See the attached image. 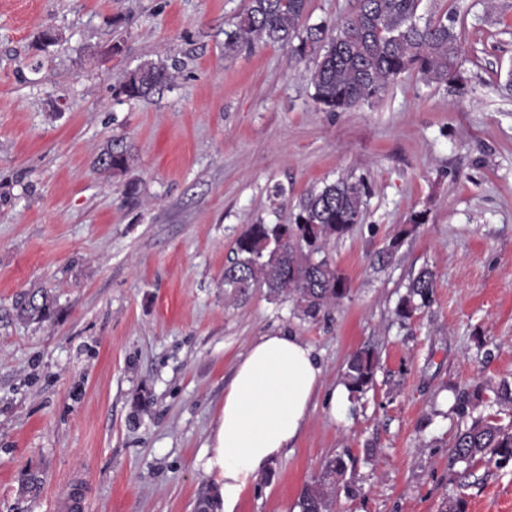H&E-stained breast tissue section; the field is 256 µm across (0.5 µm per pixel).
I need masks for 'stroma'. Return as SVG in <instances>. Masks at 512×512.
<instances>
[{"mask_svg":"<svg viewBox=\"0 0 512 512\" xmlns=\"http://www.w3.org/2000/svg\"><path fill=\"white\" fill-rule=\"evenodd\" d=\"M247 0H0V512H199L224 390L261 336L287 332L323 367L299 438L235 512H298L329 457L347 453L335 512H512V464L450 463L453 395L512 381V0H420L462 32L451 93L403 74L346 112L313 100L314 57L262 42L225 54ZM52 30L53 42L42 34ZM147 60L170 83L116 100ZM127 170L94 161L111 139ZM364 181L362 221L328 254L347 298L319 321L224 267L257 220L287 223L309 191ZM288 203L277 206L276 188ZM427 221L387 264L376 254L411 212ZM429 306L397 308L421 268ZM42 288L53 317L24 323ZM375 384L331 412L349 357ZM41 480L26 493L28 475ZM16 316L26 322H43L54 313V301L44 290H32L22 294L14 305Z\"/></svg>","mask_w":512,"mask_h":512,"instance_id":"35a3bbf8","label":"stroma"}]
</instances>
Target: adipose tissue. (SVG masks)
<instances>
[{
	"label": "adipose tissue",
	"mask_w": 512,
	"mask_h": 512,
	"mask_svg": "<svg viewBox=\"0 0 512 512\" xmlns=\"http://www.w3.org/2000/svg\"><path fill=\"white\" fill-rule=\"evenodd\" d=\"M321 378L312 348L298 337L274 333L250 346L210 437L207 470L224 512H233L248 484L301 433Z\"/></svg>",
	"instance_id": "obj_1"
}]
</instances>
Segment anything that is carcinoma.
<instances>
[{
  "instance_id": "cac0c4a2",
  "label": "carcinoma",
  "mask_w": 512,
  "mask_h": 512,
  "mask_svg": "<svg viewBox=\"0 0 512 512\" xmlns=\"http://www.w3.org/2000/svg\"><path fill=\"white\" fill-rule=\"evenodd\" d=\"M419 0H359L358 8L332 25H316L299 33L308 0H248L235 29L226 33L224 52L231 54L256 42L288 47L289 58L317 55L310 71L313 99L324 112H347L384 92L408 70H416L428 83L457 89L461 80L458 60L463 48L452 17L417 20ZM298 43H293V40ZM170 79L166 66L148 61L127 72L114 86L116 98L144 99ZM130 150L112 139L99 153V168L112 175L126 170ZM365 184L348 179L326 183L307 193L294 206L288 224H252L236 241L233 257L224 267V292L236 301L249 289L264 288L274 301L291 303L304 320L316 321L349 294L348 281L326 255L331 241L347 235L361 222ZM426 223V213L414 211L397 235L378 253L389 261L396 244ZM436 285L435 272L421 269L408 285L398 315L408 319L426 305ZM26 322H43L54 313V301L43 290L22 294L14 305ZM377 362L367 350L347 361L344 380L351 393H364L375 382ZM484 386L457 397L455 412L461 425L453 437L454 461L471 466L485 461L506 466L512 461V421L492 417L466 421L468 408L483 402ZM494 401L512 407V384L502 381L491 388ZM347 471L343 457L328 459L316 480L299 497L300 512H332L335 488Z\"/></svg>"
}]
</instances>
